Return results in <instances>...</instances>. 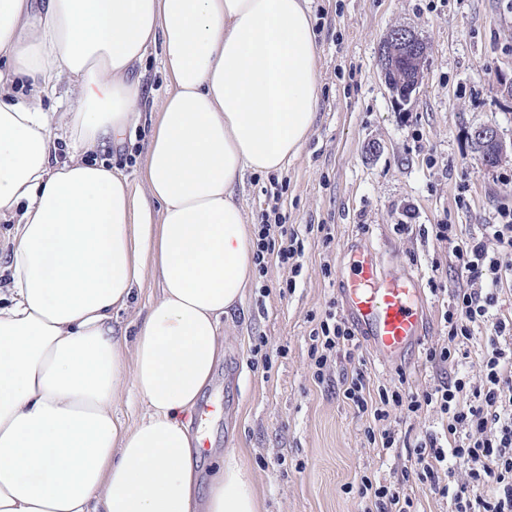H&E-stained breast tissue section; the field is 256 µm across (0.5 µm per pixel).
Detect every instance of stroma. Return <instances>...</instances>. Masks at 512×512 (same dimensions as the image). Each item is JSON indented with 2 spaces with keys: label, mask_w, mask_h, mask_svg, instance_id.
<instances>
[{
  "label": "stroma",
  "mask_w": 512,
  "mask_h": 512,
  "mask_svg": "<svg viewBox=\"0 0 512 512\" xmlns=\"http://www.w3.org/2000/svg\"><path fill=\"white\" fill-rule=\"evenodd\" d=\"M319 47L320 100L300 155L282 172L246 174L237 189L250 223L281 192L283 212L299 230L302 271L285 290L287 270L270 265L244 303L224 318V355L207 395L224 405L204 427L202 455L240 453L254 476L263 512H361V476L396 483L426 435L444 437L433 409L397 414V449L369 445L341 381L363 368L370 388L406 375L415 393L451 377L478 378L477 359L431 367L424 351L447 344L443 314L458 274L441 220L463 233L497 221L511 196L500 181L512 149L485 167L469 132L495 125L512 146V10L506 0H309ZM406 26L427 46L423 82L399 104L381 77L379 43ZM329 224L324 243L313 227ZM375 248L390 268L421 274L429 308L424 349L413 362L385 365L363 345L339 352L324 380L313 376L310 333L331 304L350 261L349 239Z\"/></svg>",
  "instance_id": "obj_1"
}]
</instances>
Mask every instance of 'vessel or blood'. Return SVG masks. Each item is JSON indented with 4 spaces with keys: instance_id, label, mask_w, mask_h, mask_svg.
<instances>
[{
    "instance_id": "vessel-or-blood-1",
    "label": "vessel or blood",
    "mask_w": 512,
    "mask_h": 512,
    "mask_svg": "<svg viewBox=\"0 0 512 512\" xmlns=\"http://www.w3.org/2000/svg\"><path fill=\"white\" fill-rule=\"evenodd\" d=\"M352 257L339 287L345 312L381 363L401 361L423 339L427 300L418 276L392 272L373 248L351 241Z\"/></svg>"
}]
</instances>
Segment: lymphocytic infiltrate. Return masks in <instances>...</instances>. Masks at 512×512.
I'll return each mask as SVG.
<instances>
[{"label": "lymphocytic infiltrate", "mask_w": 512, "mask_h": 512, "mask_svg": "<svg viewBox=\"0 0 512 512\" xmlns=\"http://www.w3.org/2000/svg\"><path fill=\"white\" fill-rule=\"evenodd\" d=\"M270 212L262 213L255 226L254 262L258 276H266L269 263H277L299 275L298 258L303 248L295 228L280 213V193H273ZM432 230L437 240L448 242L460 270L453 305L443 315L448 343L429 348L432 365H455L469 358V343L476 324H488L487 350L481 357L479 383L455 378L430 390L413 393L404 386L370 392L363 370H355L343 382L344 397L359 414L369 416L365 430L369 443L389 450L398 435L390 426L394 411L415 413L433 408L446 420L448 448H439L428 437L409 456L404 473L429 482L434 493L450 496L454 512H512V354L500 341L512 337V320L497 317L501 293L512 287V202L501 203L496 223L483 225L480 233L467 236L456 225L440 223ZM310 358L316 379H323L332 357L352 345L355 332L336 311H326L311 332ZM458 460L467 469L461 484H439L436 474L446 458ZM358 494L363 512H408L411 502L401 484L384 485L362 477Z\"/></svg>", "instance_id": "1"}]
</instances>
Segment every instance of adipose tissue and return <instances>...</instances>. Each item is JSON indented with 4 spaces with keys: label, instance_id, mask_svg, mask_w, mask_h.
<instances>
[{
    "label": "adipose tissue",
    "instance_id": "obj_1",
    "mask_svg": "<svg viewBox=\"0 0 512 512\" xmlns=\"http://www.w3.org/2000/svg\"><path fill=\"white\" fill-rule=\"evenodd\" d=\"M0 52V512H261L238 454L201 484L184 417L256 274L235 187L315 123L308 0H0ZM151 54L167 86L133 177L103 155L141 121ZM149 268L158 299L116 328ZM120 400L146 417L126 427Z\"/></svg>",
    "mask_w": 512,
    "mask_h": 512
}]
</instances>
